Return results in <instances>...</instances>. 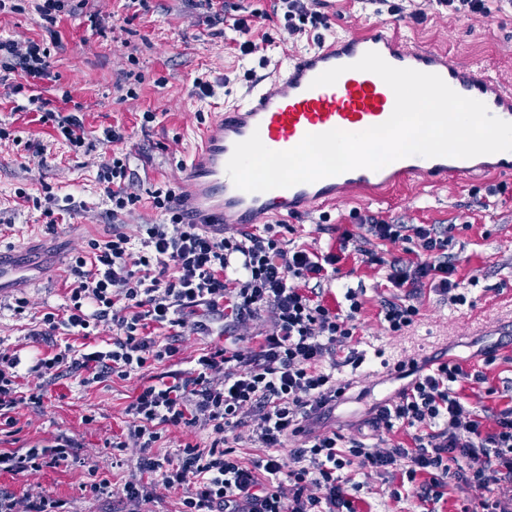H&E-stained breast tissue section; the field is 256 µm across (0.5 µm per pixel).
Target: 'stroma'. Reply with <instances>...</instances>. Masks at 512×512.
<instances>
[{
	"instance_id": "stroma-1",
	"label": "stroma",
	"mask_w": 512,
	"mask_h": 512,
	"mask_svg": "<svg viewBox=\"0 0 512 512\" xmlns=\"http://www.w3.org/2000/svg\"><path fill=\"white\" fill-rule=\"evenodd\" d=\"M247 19L249 37L258 50L242 53L241 36L228 25H210L198 0H70L56 24L44 22L30 0H5L0 8V36L18 45L35 40L54 44L52 79L33 86L30 94L50 100L53 108L82 119L88 144L71 151L52 124L38 122L33 110H19L28 94L14 91L15 78L0 79V248L33 264V283L20 282L0 301V346L16 350L22 368H29L38 353L55 344L102 345L115 336L111 322L100 323L94 335L80 337L60 330L55 340L32 342L43 313L66 302L68 262L89 238L111 233L113 222L136 235L139 225L158 222L149 190L166 184L180 186L183 166L202 116L214 106L238 99L248 79L260 73L261 63H275L309 42L333 33H360L377 22L398 24L408 43L450 52L459 61H479L490 73L512 82V8L501 0H487L488 15L443 14L434 0H323L324 26L288 34L274 0H232ZM208 80L211 92L198 93L197 79ZM156 119L142 126L144 113ZM121 128L122 147L130 158L134 181L131 192L141 201L131 212L112 220L110 204L97 173L111 154L101 139L107 128ZM51 187L64 210L55 228H47L31 199ZM372 216L392 224H445L451 226L453 253L462 279L478 276L471 290L475 306L512 290V180L435 188L407 183L392 190L387 202H365L349 194L326 213H313L286 223L281 233L287 243L304 244L317 251L336 249L341 230ZM342 279L332 281L325 295L328 305L347 287H362L365 311L355 347L365 355L358 377L363 399H352L336 410V422L345 435H355L356 424L378 402L393 398L402 382L393 375L392 345L377 316L381 300L391 297L383 269L365 256L341 262ZM29 308L24 317L12 311L16 299ZM420 333L448 334L449 358L482 370L483 384H463L467 404L480 411L502 409L512 403V338L490 325L476 336L465 325L469 308L454 309L435 292L426 290L416 301ZM497 348L493 363L484 352ZM139 377L82 386L71 373L42 384L22 375L24 392L43 391L42 405L22 404L15 410L16 432L0 435V452L42 448L58 437L78 442V461L37 474L0 473V488L16 496L42 492L65 501L67 512H177L181 491L165 493L136 506L120 494L125 482L139 479L141 451H115L113 438L127 433L133 420L126 413ZM93 423H86V416ZM111 474L113 496L96 499L85 493L84 462Z\"/></svg>"
}]
</instances>
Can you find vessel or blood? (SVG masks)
<instances>
[{"mask_svg": "<svg viewBox=\"0 0 512 512\" xmlns=\"http://www.w3.org/2000/svg\"><path fill=\"white\" fill-rule=\"evenodd\" d=\"M369 51L378 52L392 66L439 75L460 95L482 101L492 115L512 122L511 84L446 52L409 47L395 28L379 22L363 33L338 35L287 56L273 76L251 80L239 101L210 116L186 165V185L174 200L185 223L220 229L267 224L319 209L352 192L381 201L409 180L437 186L476 176L512 177V151H507L467 159L410 156L377 171L359 168L289 188L261 193L237 189L226 165L235 144L252 134H259L267 148L284 151L308 134L333 129L357 133L390 117L395 106L391 88L378 75L352 68ZM337 66L344 72L335 84L313 86L316 76ZM27 271L26 265L0 251V297ZM491 324L506 327L512 335V293L499 296L467 320L476 335Z\"/></svg>", "mask_w": 512, "mask_h": 512, "instance_id": "b4317fda", "label": "vessel or blood"}]
</instances>
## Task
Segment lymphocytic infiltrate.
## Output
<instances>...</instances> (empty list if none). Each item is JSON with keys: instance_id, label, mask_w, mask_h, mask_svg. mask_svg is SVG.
I'll use <instances>...</instances> for the list:
<instances>
[{"instance_id": "obj_1", "label": "lymphocytic infiltrate", "mask_w": 512, "mask_h": 512, "mask_svg": "<svg viewBox=\"0 0 512 512\" xmlns=\"http://www.w3.org/2000/svg\"><path fill=\"white\" fill-rule=\"evenodd\" d=\"M0 57L16 61L26 83L51 76L47 46L33 42L22 50L0 38ZM107 140L114 149L98 180L118 216L141 198L127 190L123 133L108 131ZM149 197L161 222L140 225L135 240L117 225L108 238L88 239L69 261L66 306L44 313L33 338L49 340L61 329L86 337L105 320L116 336L90 349L65 346L30 368L44 381L77 372L90 386L145 374L175 357L182 328L223 337V345L172 381L142 384L127 406L133 420L127 437L142 450V476L124 484L126 501L148 502L184 487L180 512H360L361 480L388 476L399 480L391 496L410 488L423 512H436L452 486L476 493L458 512H512V405L480 415L456 390L465 381L486 383L482 371L433 356L400 364L406 386L397 401L374 405L369 423L378 431L411 429V445L370 448L319 427L347 399L349 383L339 370L356 355L352 343L365 304L362 289L349 287L336 307L325 305L323 281L338 279L342 257L364 254L369 241L417 243L410 258L368 255L397 291L381 301L380 314L393 335H402L419 314L414 300L424 289L454 305L468 301L447 225L369 217L359 232L342 231L337 251L289 250L274 225L226 236L182 223L172 189L155 188ZM261 315L269 331L255 346H243L242 328ZM162 328L167 336H159ZM20 364L16 354L0 351L1 433L14 427L19 404L43 402L38 392L21 395ZM216 373L222 383H214ZM182 426L209 430V443H184L172 459L156 456L163 428ZM245 426L265 450L249 462L229 444L230 433ZM295 437L303 447H288ZM74 448L63 437L49 448L1 452L0 472L55 468L75 458Z\"/></svg>"}]
</instances>
